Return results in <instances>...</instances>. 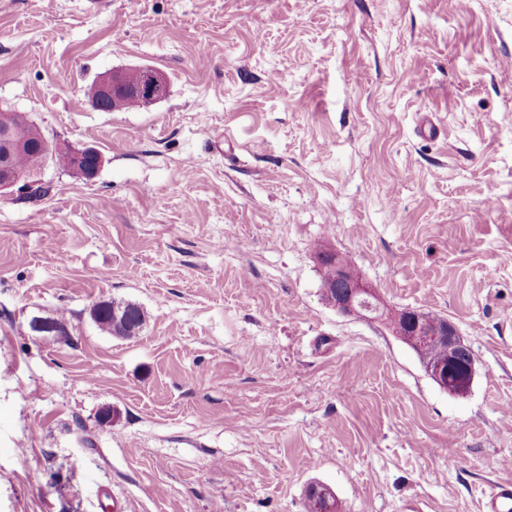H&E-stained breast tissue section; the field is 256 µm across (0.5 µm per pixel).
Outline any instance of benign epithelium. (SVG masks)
<instances>
[{
    "mask_svg": "<svg viewBox=\"0 0 512 512\" xmlns=\"http://www.w3.org/2000/svg\"><path fill=\"white\" fill-rule=\"evenodd\" d=\"M166 86L165 77L151 68L140 69L139 79L135 82L129 81L124 71H111L98 78L91 99L94 107L103 112L108 111V105L115 106L128 99L144 101L150 106L164 97ZM34 149L46 159L58 153L68 155L75 172L87 179L93 178L102 165V156L96 149L58 148L29 120L27 114L1 110V194L16 187L27 190L36 185V174L22 170L14 163L16 157ZM326 258L330 259L328 266L334 271L335 282L331 289L324 292L325 300L340 313L379 320L390 328L399 323L406 324L413 336V343L424 354L423 362L428 375L440 388H445L458 354L468 350L454 325L446 319L432 321L426 313L389 309L374 289L349 270L343 255L329 248L319 256V262H324ZM432 342L448 347V365L428 355V344Z\"/></svg>",
    "mask_w": 512,
    "mask_h": 512,
    "instance_id": "1",
    "label": "benign epithelium"
}]
</instances>
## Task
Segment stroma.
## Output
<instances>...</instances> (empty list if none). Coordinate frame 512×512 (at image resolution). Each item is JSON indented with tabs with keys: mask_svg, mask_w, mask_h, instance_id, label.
I'll return each instance as SVG.
<instances>
[{
	"mask_svg": "<svg viewBox=\"0 0 512 512\" xmlns=\"http://www.w3.org/2000/svg\"><path fill=\"white\" fill-rule=\"evenodd\" d=\"M510 61L512 0H0V110L104 158L0 198V512H305L313 482L482 512L512 480ZM141 67L166 97L92 107ZM321 244L454 324L466 395L325 302ZM112 298L137 337L93 322Z\"/></svg>",
	"mask_w": 512,
	"mask_h": 512,
	"instance_id": "stroma-1",
	"label": "stroma"
}]
</instances>
